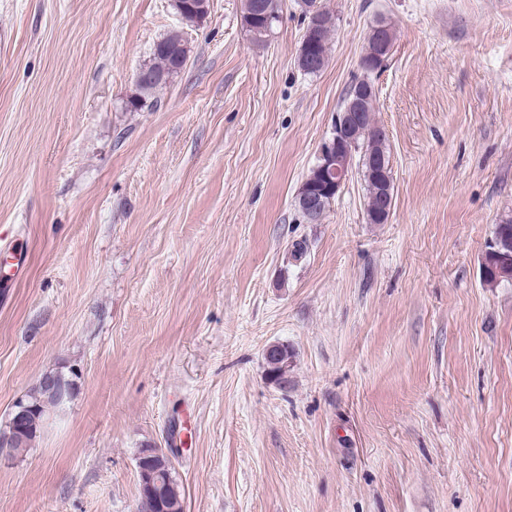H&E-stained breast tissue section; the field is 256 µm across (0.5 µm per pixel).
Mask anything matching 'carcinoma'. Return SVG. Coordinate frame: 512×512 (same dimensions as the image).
Listing matches in <instances>:
<instances>
[{"instance_id": "1", "label": "carcinoma", "mask_w": 512, "mask_h": 512, "mask_svg": "<svg viewBox=\"0 0 512 512\" xmlns=\"http://www.w3.org/2000/svg\"><path fill=\"white\" fill-rule=\"evenodd\" d=\"M283 0H243V21L253 41L264 43L273 32L282 12ZM305 31L297 56V66L306 75L319 74L328 62L329 44L336 29V15L324 4V0H300ZM188 59V47L182 35L171 33L156 43L153 58L143 69L162 76L164 83L178 75ZM386 62L378 55L373 35L366 37L364 55L360 68L362 76L354 79L345 95L355 88L371 82L370 75L381 70ZM138 95L128 102L134 111L158 107L156 88L137 84ZM376 92H371L362 102L363 124L357 136V156H390L383 131L375 119L374 102ZM364 181V210L368 223L381 224L383 220L371 215L377 206L378 185L368 166L362 167ZM483 276L490 282L512 279V218L496 225L494 237L488 244L482 264ZM291 355L288 347L281 345L270 350L265 356L267 374L274 384H288V368ZM31 406L26 426L15 435L14 451L22 454L31 447V442L41 433L44 410L58 408L55 395L35 386L26 395ZM152 469L160 470L158 486L151 492L138 493L137 512H174L176 502L184 499L181 484L172 464L161 451H156L146 460Z\"/></svg>"}]
</instances>
